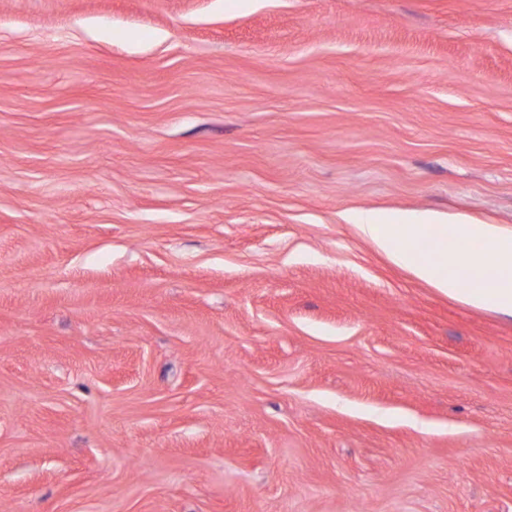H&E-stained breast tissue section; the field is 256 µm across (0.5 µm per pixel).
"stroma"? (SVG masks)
I'll list each match as a JSON object with an SVG mask.
<instances>
[{"label":"stroma","instance_id":"obj_1","mask_svg":"<svg viewBox=\"0 0 512 512\" xmlns=\"http://www.w3.org/2000/svg\"><path fill=\"white\" fill-rule=\"evenodd\" d=\"M358 210L512 234V0H0V512H512V317Z\"/></svg>","mask_w":512,"mask_h":512}]
</instances>
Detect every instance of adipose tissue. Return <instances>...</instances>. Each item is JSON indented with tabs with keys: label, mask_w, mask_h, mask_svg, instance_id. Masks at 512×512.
<instances>
[{
	"label": "adipose tissue",
	"mask_w": 512,
	"mask_h": 512,
	"mask_svg": "<svg viewBox=\"0 0 512 512\" xmlns=\"http://www.w3.org/2000/svg\"><path fill=\"white\" fill-rule=\"evenodd\" d=\"M358 230L396 265L450 298L512 317V234L491 224H434L369 213ZM427 238V250L417 247Z\"/></svg>",
	"instance_id": "obj_1"
}]
</instances>
